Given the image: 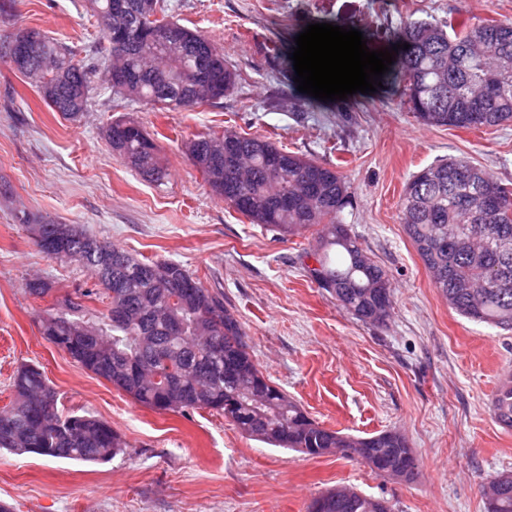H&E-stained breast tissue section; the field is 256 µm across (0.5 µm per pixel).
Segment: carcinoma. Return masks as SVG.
I'll return each mask as SVG.
<instances>
[{"label":"carcinoma","mask_w":512,"mask_h":512,"mask_svg":"<svg viewBox=\"0 0 512 512\" xmlns=\"http://www.w3.org/2000/svg\"><path fill=\"white\" fill-rule=\"evenodd\" d=\"M148 31L144 0H88L91 17L103 34L122 29L127 42L101 58L78 59L73 50L49 36L32 48L28 63L41 67L56 61L63 76L81 86L77 102L66 84L54 104L79 121L93 98L105 91L157 109L191 111L227 94L234 75L224 67L218 89L195 85L191 72L211 56L224 57L207 35L174 20ZM400 50L396 66L406 83V102L423 123L437 127L495 128L512 122V23L456 20L435 24L409 21L393 31ZM112 70L124 81L109 84ZM193 165L209 172V186L222 180L216 195L250 223L282 236L316 229L315 244L305 251L320 266L314 282L358 321L384 325L392 316L393 288L342 214L351 195L333 168L307 159L260 137L235 130L207 132L193 139ZM129 167L162 182L167 169L158 147L145 134L123 144ZM502 194L504 209L490 216L486 197ZM402 223L433 283L459 315L478 323L512 329V183L493 179L466 157L440 160L407 182ZM41 238L55 243L53 259L87 269L103 291L86 290L56 300L39 315L42 335L83 368L155 410L214 411L243 434L269 445L312 457L332 448L360 451L378 461L375 471L415 477L412 448L396 430L368 437L343 434L322 426L300 404L272 385L258 369L239 320L224 307V294L210 290L172 260L140 258L70 225L60 238L57 225H39ZM103 295L106 313L89 315L83 300ZM124 318L112 320V310ZM88 326L96 338L72 334ZM11 405L0 411V450L55 459L107 462L126 443L112 426L93 415L63 414L57 393L36 367L23 365L10 379ZM493 417L512 429V380L500 385L492 402ZM487 512H512V473L488 483ZM326 512H377L367 496L340 499L326 491Z\"/></svg>","instance_id":"carcinoma-1"}]
</instances>
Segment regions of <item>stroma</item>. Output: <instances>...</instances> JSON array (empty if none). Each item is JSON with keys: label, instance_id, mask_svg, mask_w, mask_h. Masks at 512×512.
<instances>
[{"label": "stroma", "instance_id": "1", "mask_svg": "<svg viewBox=\"0 0 512 512\" xmlns=\"http://www.w3.org/2000/svg\"><path fill=\"white\" fill-rule=\"evenodd\" d=\"M166 2L181 24L217 43L235 72L218 103L161 112L108 92L70 121L0 62V410L11 400L13 372L34 364L60 410L102 418L127 443L101 464L2 450L0 501L12 512H307L314 497L347 486L387 500L392 512H486L484 486L512 471V429L492 416L497 387L512 377V331L449 308L404 230L400 205L411 175L448 156L512 182V124L423 125L386 75L372 94L324 102L298 91L291 53L310 24L358 29L369 49L382 50L407 21L512 22V0ZM15 27L83 56L102 40L86 0H14L0 14V35ZM122 115L154 135L164 184L110 153L105 128ZM227 127L344 177L353 196L344 221L393 282L386 325L355 320L310 278L311 233L281 237L213 194L183 145ZM46 219L179 262L204 287L222 289L267 379L325 427L360 437L398 430L418 458L417 476L395 480L353 458L274 447L208 410L152 411L85 370L40 332L38 315L57 297L94 285L77 264L38 251L25 226ZM34 277L52 282V294H27Z\"/></svg>", "mask_w": 512, "mask_h": 512}]
</instances>
